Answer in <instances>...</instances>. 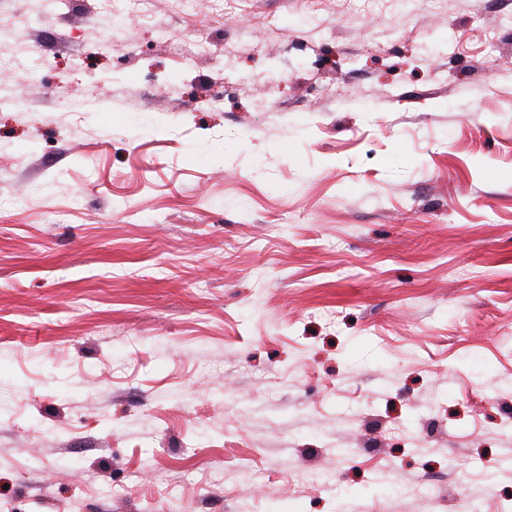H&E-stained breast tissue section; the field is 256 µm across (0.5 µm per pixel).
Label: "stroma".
Listing matches in <instances>:
<instances>
[{
  "mask_svg": "<svg viewBox=\"0 0 512 512\" xmlns=\"http://www.w3.org/2000/svg\"><path fill=\"white\" fill-rule=\"evenodd\" d=\"M149 8L0 0V512H512V0ZM42 64L41 57L22 61L17 59L7 49L1 48L0 50V71H16L26 82L36 79L38 69Z\"/></svg>",
  "mask_w": 512,
  "mask_h": 512,
  "instance_id": "35a3bbf8",
  "label": "stroma"
}]
</instances>
